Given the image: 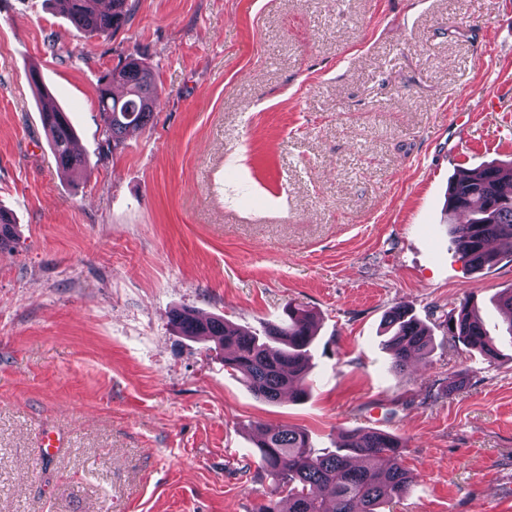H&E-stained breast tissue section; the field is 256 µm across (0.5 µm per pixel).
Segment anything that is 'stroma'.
Returning a JSON list of instances; mask_svg holds the SVG:
<instances>
[{
  "label": "stroma",
  "instance_id": "obj_1",
  "mask_svg": "<svg viewBox=\"0 0 512 512\" xmlns=\"http://www.w3.org/2000/svg\"><path fill=\"white\" fill-rule=\"evenodd\" d=\"M131 3L80 36L60 0H0V512H256L259 424L400 437L385 512H512V337L490 361L442 326L466 300L502 325L512 290L511 248L470 271L443 222L457 171L512 160V0ZM132 56L157 105L111 151L98 88ZM33 66L85 171L56 165ZM290 302L317 322L301 402L170 322L259 332ZM395 305L434 344L401 372Z\"/></svg>",
  "mask_w": 512,
  "mask_h": 512
}]
</instances>
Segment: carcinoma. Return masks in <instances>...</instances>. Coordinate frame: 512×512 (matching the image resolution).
<instances>
[{
    "mask_svg": "<svg viewBox=\"0 0 512 512\" xmlns=\"http://www.w3.org/2000/svg\"><path fill=\"white\" fill-rule=\"evenodd\" d=\"M77 34L109 35L128 22V0H64ZM125 87L115 96L111 85ZM158 93L155 77L143 61L130 58L104 78L98 89V107L104 123L108 150H115L130 129L146 126L153 118ZM41 122L59 168L77 171L84 158L74 150V130L67 112L52 97L40 92ZM506 173L497 164H486L460 173L448 189L446 210L465 213L468 219L450 225L451 244L473 269L491 268L499 253L493 240L512 246V190L502 188ZM282 323H269L264 334L241 329L220 318L205 321L183 309L171 321L183 335L208 336L224 350V366L242 375L256 395L277 402L285 393L298 401L307 395L310 349L315 336V315L288 303ZM392 331L387 347L392 367L402 370L414 355L430 350L431 336L422 322L403 305L390 308L384 317ZM448 340L478 348L491 359L497 356L495 337L470 307L462 302L444 321ZM263 471L271 478L265 502L257 512H380L381 505L401 498L413 481L402 463L403 443L397 436L356 429L344 433L334 451L318 452L309 436L291 426H257Z\"/></svg>",
    "mask_w": 512,
    "mask_h": 512,
    "instance_id": "obj_1",
    "label": "carcinoma"
}]
</instances>
